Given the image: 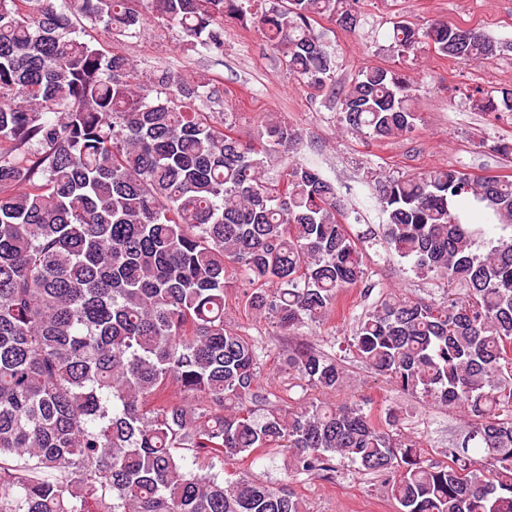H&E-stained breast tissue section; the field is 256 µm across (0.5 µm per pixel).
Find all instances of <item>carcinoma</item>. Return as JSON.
<instances>
[{
    "instance_id": "obj_1",
    "label": "carcinoma",
    "mask_w": 512,
    "mask_h": 512,
    "mask_svg": "<svg viewBox=\"0 0 512 512\" xmlns=\"http://www.w3.org/2000/svg\"><path fill=\"white\" fill-rule=\"evenodd\" d=\"M0 0V512H304L290 480L268 485L224 463L288 451L296 473L336 461L381 477L399 512H512V180L450 167L377 186L384 241L448 299L385 297L355 320L351 346L402 394L464 410L468 431L424 459L403 408L295 406L260 382V351L225 320L241 304L288 335L320 323L348 288L372 284L364 241L333 185L290 154L301 131L273 115L235 136L205 103L208 83L81 38L137 37L151 12L184 45L224 51V23L258 31L288 73L335 89L315 19L356 31L360 0ZM392 53L430 47L471 62L497 52L478 28L393 22ZM413 86L370 66L342 91L340 121L376 140L411 131ZM481 112L512 114V89H478ZM277 156L283 170L268 176ZM288 370L320 394L344 371L306 346ZM203 460L200 474L187 460Z\"/></svg>"
}]
</instances>
